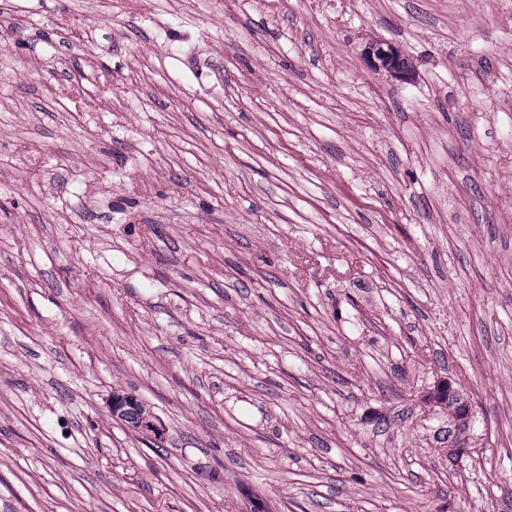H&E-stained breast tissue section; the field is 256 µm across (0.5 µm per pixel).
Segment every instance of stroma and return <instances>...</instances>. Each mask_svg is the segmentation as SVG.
<instances>
[{
    "label": "stroma",
    "instance_id": "stroma-1",
    "mask_svg": "<svg viewBox=\"0 0 512 512\" xmlns=\"http://www.w3.org/2000/svg\"><path fill=\"white\" fill-rule=\"evenodd\" d=\"M257 502L512 512V0H0V512ZM366 57L376 71L383 70L400 80H409L413 75V66L408 55L386 42L371 43L367 47ZM141 403L143 402L133 395L114 393L109 407L112 416L121 419L126 417L128 413L137 409ZM148 412H150V408L143 405L138 411L129 414L125 422L133 424V426L137 427L138 430L154 441L161 442L166 434L165 424L161 418L153 412L140 417L141 414ZM137 421L138 424H136Z\"/></svg>",
    "mask_w": 512,
    "mask_h": 512
}]
</instances>
